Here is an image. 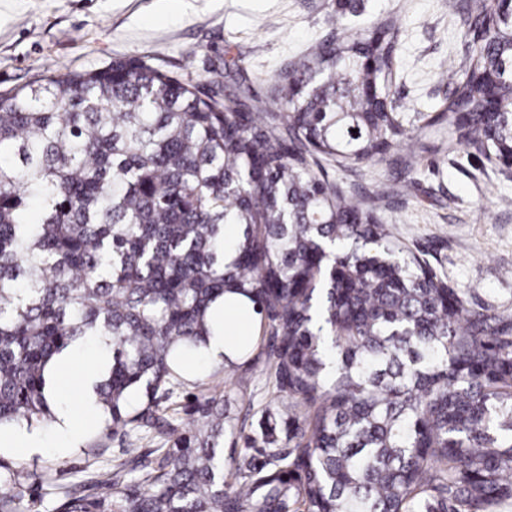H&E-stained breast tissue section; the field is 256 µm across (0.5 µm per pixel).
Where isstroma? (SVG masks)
Instances as JSON below:
<instances>
[{
  "label": "stroma",
  "mask_w": 512,
  "mask_h": 512,
  "mask_svg": "<svg viewBox=\"0 0 512 512\" xmlns=\"http://www.w3.org/2000/svg\"><path fill=\"white\" fill-rule=\"evenodd\" d=\"M374 22L397 35L390 97L411 125L447 101L439 75L449 60L468 59L465 17L450 0H0V92L58 69L89 71L137 56L206 95L225 61L236 58L243 72L224 83V94L241 91L247 105H268L280 74L312 46L352 38ZM314 170L361 195L365 211L390 225L400 247L424 255L450 287L471 289V305L512 312V168L465 146L442 151L427 128L373 163L321 157ZM265 370L261 359L207 386L251 395L259 408L268 401ZM0 459L51 469L70 488L84 482L91 462L82 447L52 444L32 455L4 448Z\"/></svg>",
  "instance_id": "35a3bbf8"
}]
</instances>
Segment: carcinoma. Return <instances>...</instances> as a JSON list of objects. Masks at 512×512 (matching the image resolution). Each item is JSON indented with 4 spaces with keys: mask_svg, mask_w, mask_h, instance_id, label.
Wrapping results in <instances>:
<instances>
[{
    "mask_svg": "<svg viewBox=\"0 0 512 512\" xmlns=\"http://www.w3.org/2000/svg\"><path fill=\"white\" fill-rule=\"evenodd\" d=\"M462 9L477 69L502 73L501 112L450 69L448 101L420 120L492 160L512 150V26L488 32L486 0ZM397 51L386 23L325 42L285 72L274 108L248 112L136 57L0 95V428L50 426L48 362L106 336L108 429L156 445L148 464L89 477L93 500L6 466L0 512H31L34 478L56 512L512 507V316L471 306L311 168L315 153L367 165L412 139L388 102ZM229 294L250 303L251 335L224 368L268 359L270 400L246 435L220 394L193 395L191 425L164 405L206 372L186 359ZM227 442L241 448L228 468Z\"/></svg>",
    "mask_w": 512,
    "mask_h": 512,
    "instance_id": "obj_1",
    "label": "carcinoma"
}]
</instances>
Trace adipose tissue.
<instances>
[{
    "label": "adipose tissue",
    "instance_id": "adipose-tissue-1",
    "mask_svg": "<svg viewBox=\"0 0 512 512\" xmlns=\"http://www.w3.org/2000/svg\"><path fill=\"white\" fill-rule=\"evenodd\" d=\"M238 298L217 301L215 308L224 317V328L211 336L206 348V355L213 361H222L230 341L250 333V325L246 318L237 310ZM94 350L88 357L89 369L78 379V401L84 412L83 419H75L69 407L59 406L55 409V420L51 425L59 437L58 445L62 448H72L80 444L91 422L98 418L99 407L96 395V385L108 374L112 365V355L105 345L104 337H94Z\"/></svg>",
    "mask_w": 512,
    "mask_h": 512
}]
</instances>
